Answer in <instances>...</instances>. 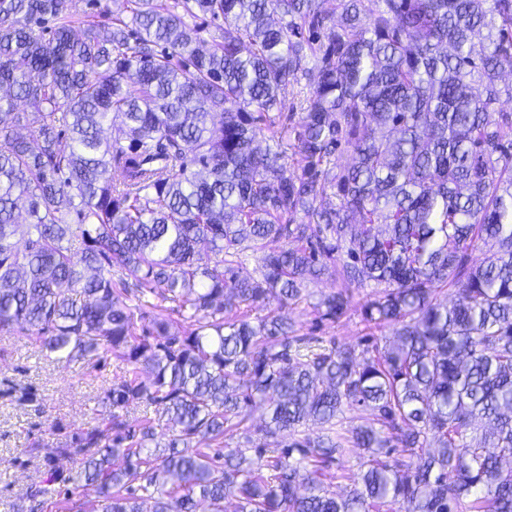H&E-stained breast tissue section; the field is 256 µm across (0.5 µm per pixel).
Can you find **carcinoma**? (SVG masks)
I'll list each match as a JSON object with an SVG mask.
<instances>
[{
    "label": "carcinoma",
    "mask_w": 512,
    "mask_h": 512,
    "mask_svg": "<svg viewBox=\"0 0 512 512\" xmlns=\"http://www.w3.org/2000/svg\"><path fill=\"white\" fill-rule=\"evenodd\" d=\"M73 2L0 0V332L133 374L58 448L90 512H512V0H127L79 37ZM325 274L318 318L372 282L362 319L392 345L298 333L281 310ZM132 293L160 300L141 326ZM346 442L367 456L338 495ZM44 469L32 502L69 482Z\"/></svg>",
    "instance_id": "obj_1"
}]
</instances>
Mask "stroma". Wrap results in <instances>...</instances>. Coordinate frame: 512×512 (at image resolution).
I'll return each instance as SVG.
<instances>
[{
  "label": "stroma",
  "mask_w": 512,
  "mask_h": 512,
  "mask_svg": "<svg viewBox=\"0 0 512 512\" xmlns=\"http://www.w3.org/2000/svg\"><path fill=\"white\" fill-rule=\"evenodd\" d=\"M339 286L335 277L323 275L307 285L302 300L288 306L285 316L302 334L358 344L366 334L361 309L376 286L370 282L353 289L350 307L339 319L317 321L314 305ZM128 376L115 359L99 366L84 359L59 362L25 334L0 333V512H72L81 490L54 485L35 507L26 498L27 489L40 481L45 457L72 434L108 417L105 393Z\"/></svg>",
  "instance_id": "1"
}]
</instances>
